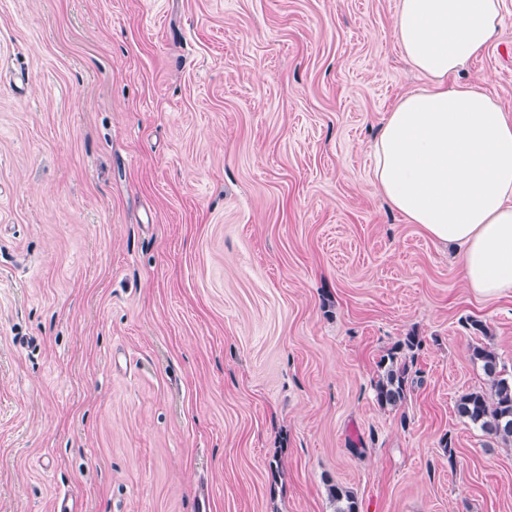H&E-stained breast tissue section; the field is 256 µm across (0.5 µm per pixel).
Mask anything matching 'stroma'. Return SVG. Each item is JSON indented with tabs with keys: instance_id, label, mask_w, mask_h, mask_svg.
I'll return each mask as SVG.
<instances>
[{
	"instance_id": "obj_1",
	"label": "stroma",
	"mask_w": 512,
	"mask_h": 512,
	"mask_svg": "<svg viewBox=\"0 0 512 512\" xmlns=\"http://www.w3.org/2000/svg\"><path fill=\"white\" fill-rule=\"evenodd\" d=\"M398 2L0 0V512H512V446L455 413L468 321L512 373V294L373 180L427 83ZM460 79L512 113V0ZM423 339L415 332L398 340L378 362V375L373 382L375 399L382 408H396L406 400L415 383L413 370ZM328 498L336 505V512H360L359 501L349 488L327 481Z\"/></svg>"
}]
</instances>
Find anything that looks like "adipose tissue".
<instances>
[{
  "label": "adipose tissue",
  "instance_id": "obj_1",
  "mask_svg": "<svg viewBox=\"0 0 512 512\" xmlns=\"http://www.w3.org/2000/svg\"><path fill=\"white\" fill-rule=\"evenodd\" d=\"M500 22L501 0H400L395 39L429 83L400 98L373 146L384 198L457 248L468 288L487 300L512 292V115L456 76Z\"/></svg>",
  "mask_w": 512,
  "mask_h": 512
}]
</instances>
